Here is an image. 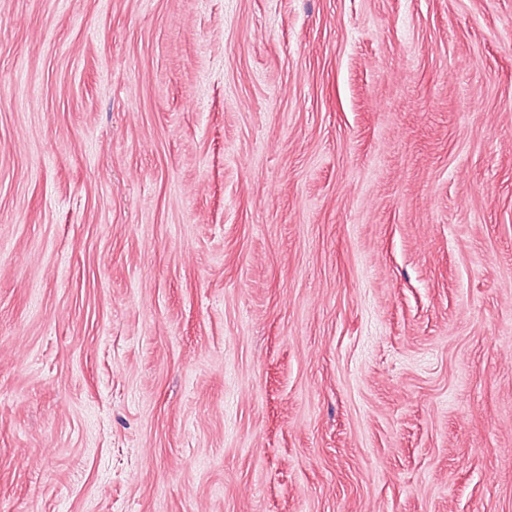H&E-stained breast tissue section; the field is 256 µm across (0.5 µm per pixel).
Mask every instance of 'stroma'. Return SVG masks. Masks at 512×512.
I'll return each instance as SVG.
<instances>
[{"label":"stroma","instance_id":"35a3bbf8","mask_svg":"<svg viewBox=\"0 0 512 512\" xmlns=\"http://www.w3.org/2000/svg\"><path fill=\"white\" fill-rule=\"evenodd\" d=\"M0 512H512V0H0Z\"/></svg>","mask_w":512,"mask_h":512}]
</instances>
